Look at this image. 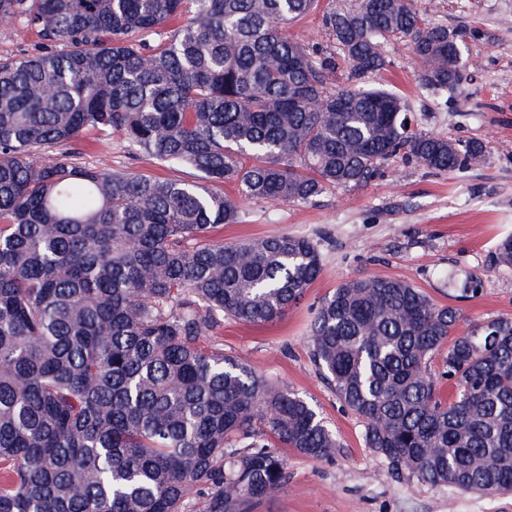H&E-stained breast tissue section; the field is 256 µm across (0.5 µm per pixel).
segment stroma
I'll list each match as a JSON object with an SVG mask.
<instances>
[{"label": "stroma", "mask_w": 512, "mask_h": 512, "mask_svg": "<svg viewBox=\"0 0 512 512\" xmlns=\"http://www.w3.org/2000/svg\"><path fill=\"white\" fill-rule=\"evenodd\" d=\"M417 7L433 23L470 30L460 85L425 86L403 42L386 45L392 65L370 83L401 95L413 130L482 142L479 162L434 172L395 157L366 185L330 189L296 205L250 200L233 185L224 188L240 211L239 223L220 229L225 240L304 236L317 244L322 260L317 280L283 318L259 326L227 318L206 338L307 400L339 443L329 460L284 449L288 481L256 512H512V495L396 481L367 448L363 420L341 402L311 355L309 331L320 303L341 282L361 275L408 282L434 303L457 308L460 335L512 318V266L495 260L498 243L512 236V0H417ZM65 152L88 167L195 178L192 170L168 169L133 154L117 133L88 131L67 148L50 147L41 156L52 160ZM469 278L479 293L460 291V281Z\"/></svg>", "instance_id": "stroma-1"}]
</instances>
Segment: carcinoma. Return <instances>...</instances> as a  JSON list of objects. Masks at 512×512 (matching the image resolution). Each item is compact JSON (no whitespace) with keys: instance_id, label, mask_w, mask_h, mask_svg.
I'll return each instance as SVG.
<instances>
[{"instance_id":"cac0c4a2","label":"carcinoma","mask_w":512,"mask_h":512,"mask_svg":"<svg viewBox=\"0 0 512 512\" xmlns=\"http://www.w3.org/2000/svg\"><path fill=\"white\" fill-rule=\"evenodd\" d=\"M316 6L0 0L40 38L0 57V512H189L200 494L203 512H253L287 482L280 449L335 453L307 401L205 344L226 316L283 317L321 273L308 238L216 237L239 217L217 186L307 203L393 157L450 171L485 146L406 128L400 96L366 86L405 41L427 86L456 87L471 32L415 0H344L323 13L329 44L291 38ZM88 130L196 180L40 158ZM458 321L406 282L349 279L314 317L312 358L395 478L511 493L512 319L453 338Z\"/></svg>"}]
</instances>
